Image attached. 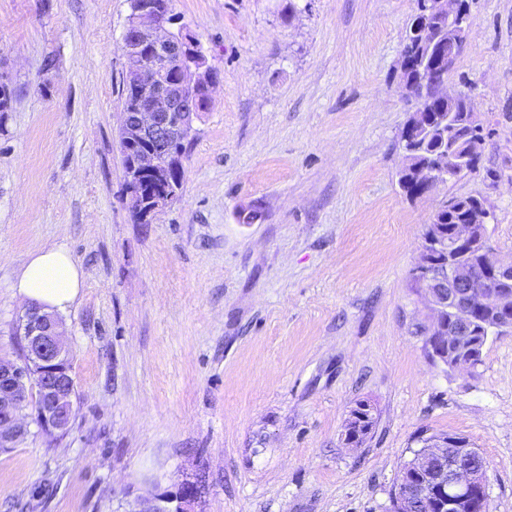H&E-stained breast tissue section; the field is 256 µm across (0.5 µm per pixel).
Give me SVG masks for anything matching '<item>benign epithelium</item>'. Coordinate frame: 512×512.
<instances>
[{
  "label": "benign epithelium",
  "instance_id": "benign-epithelium-1",
  "mask_svg": "<svg viewBox=\"0 0 512 512\" xmlns=\"http://www.w3.org/2000/svg\"><path fill=\"white\" fill-rule=\"evenodd\" d=\"M416 13L422 17L418 34L428 46L431 61L422 68L419 86L405 87L411 95L430 87L448 109L461 96L447 91L439 66L453 65L457 47L468 38V11L462 0H419ZM155 46V60L144 61L139 43ZM122 49L130 63L128 81L138 91V100L121 112L120 149L126 195L139 204L143 218L161 212L180 195L178 183L167 179L170 170L184 169L178 141L191 136L199 117L197 84L212 93L219 77L212 74L208 59L194 54L190 60L184 41L168 28L165 17L149 6L135 9L123 30ZM444 177L433 171L420 175L418 197L442 185ZM483 255L497 282L512 286V261L501 259L490 244L487 230L473 224L437 225L421 245L414 277L428 304L427 341L431 359L454 370L474 368L473 359L459 354L475 335L480 293L462 257ZM21 355L16 360L0 358V452H8L28 433L24 411L30 406L34 382L38 393L37 424L49 436L64 435L74 415L75 381L59 366L68 357L62 322L37 304L28 305L20 318ZM357 426L372 423L376 412L363 403L353 408ZM475 454L459 437H435L414 454L402 472L398 492L406 507L417 501L426 512H489L487 468L466 462ZM198 488L182 483L177 494L168 492L138 499L129 512H192Z\"/></svg>",
  "mask_w": 512,
  "mask_h": 512
}]
</instances>
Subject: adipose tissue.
<instances>
[{
    "label": "adipose tissue",
    "instance_id": "adipose-tissue-1",
    "mask_svg": "<svg viewBox=\"0 0 512 512\" xmlns=\"http://www.w3.org/2000/svg\"><path fill=\"white\" fill-rule=\"evenodd\" d=\"M83 282V272L70 253L64 247L50 246L29 255L14 287L19 297L63 314L77 302Z\"/></svg>",
    "mask_w": 512,
    "mask_h": 512
}]
</instances>
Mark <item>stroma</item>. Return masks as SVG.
I'll return each instance as SVG.
<instances>
[{
	"instance_id": "stroma-1",
	"label": "stroma",
	"mask_w": 512,
	"mask_h": 512,
	"mask_svg": "<svg viewBox=\"0 0 512 512\" xmlns=\"http://www.w3.org/2000/svg\"><path fill=\"white\" fill-rule=\"evenodd\" d=\"M415 0H173L221 80L179 198L137 223L118 127L130 0H0V355L33 251L84 274L62 316L75 417L0 454V512H127L195 481L194 512H393L421 439L465 437L512 512V331L472 371L436 365L413 285L426 224L453 196L490 211L512 260V0H469L449 92L474 100V171L407 199L397 137ZM366 401L377 422L343 443Z\"/></svg>"
}]
</instances>
